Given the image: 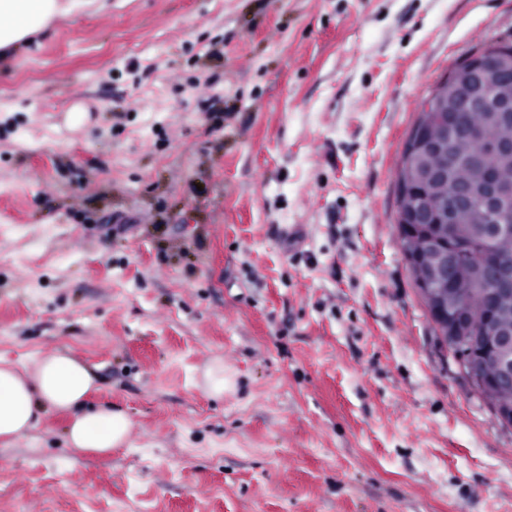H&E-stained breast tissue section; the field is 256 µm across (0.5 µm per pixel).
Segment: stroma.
Instances as JSON below:
<instances>
[{
    "mask_svg": "<svg viewBox=\"0 0 512 512\" xmlns=\"http://www.w3.org/2000/svg\"><path fill=\"white\" fill-rule=\"evenodd\" d=\"M109 2L0 60V358L85 362L131 437L44 414L0 441V512H512L396 179L512 0Z\"/></svg>",
    "mask_w": 512,
    "mask_h": 512,
    "instance_id": "obj_1",
    "label": "stroma"
}]
</instances>
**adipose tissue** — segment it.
<instances>
[{
    "mask_svg": "<svg viewBox=\"0 0 512 512\" xmlns=\"http://www.w3.org/2000/svg\"><path fill=\"white\" fill-rule=\"evenodd\" d=\"M95 0H0V50L18 49L58 15H81ZM96 377L85 363L58 352L40 358L33 370L0 360V438L31 431L46 411L71 418L67 443L78 450L105 454L128 441L133 423L120 410L87 407Z\"/></svg>",
    "mask_w": 512,
    "mask_h": 512,
    "instance_id": "1",
    "label": "adipose tissue"
}]
</instances>
